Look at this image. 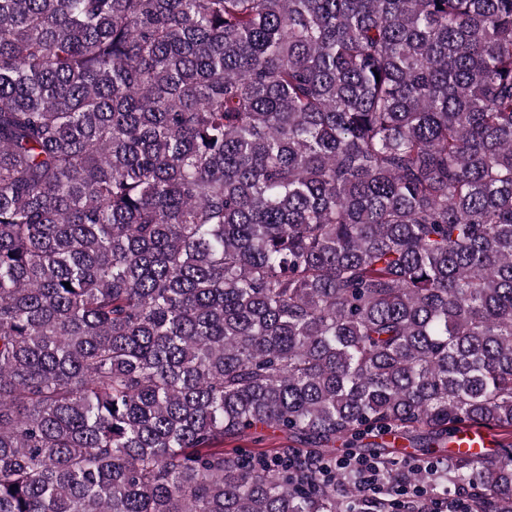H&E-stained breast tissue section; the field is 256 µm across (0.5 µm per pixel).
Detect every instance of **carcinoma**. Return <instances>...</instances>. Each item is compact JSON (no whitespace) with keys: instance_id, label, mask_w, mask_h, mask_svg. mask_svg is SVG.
Instances as JSON below:
<instances>
[{"instance_id":"1","label":"carcinoma","mask_w":512,"mask_h":512,"mask_svg":"<svg viewBox=\"0 0 512 512\" xmlns=\"http://www.w3.org/2000/svg\"><path fill=\"white\" fill-rule=\"evenodd\" d=\"M459 425L512 438V0H0V512H353L338 442L512 512L511 443L388 441ZM486 440L482 429L464 428L457 434L451 451L465 452L472 457L481 458L486 454L485 451L488 448Z\"/></svg>"}]
</instances>
